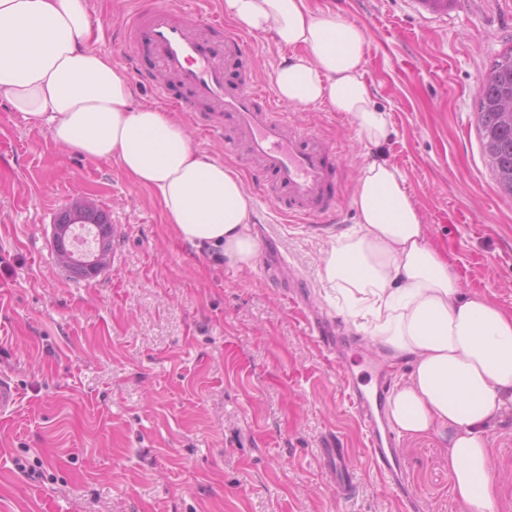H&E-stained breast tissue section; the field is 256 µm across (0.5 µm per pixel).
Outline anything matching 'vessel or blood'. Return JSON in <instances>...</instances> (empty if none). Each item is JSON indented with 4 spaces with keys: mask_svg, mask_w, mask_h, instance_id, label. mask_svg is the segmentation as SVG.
I'll return each mask as SVG.
<instances>
[{
    "mask_svg": "<svg viewBox=\"0 0 512 512\" xmlns=\"http://www.w3.org/2000/svg\"><path fill=\"white\" fill-rule=\"evenodd\" d=\"M187 0H150L124 17L120 43L131 51L149 47L156 60L153 74L139 73L158 101L175 103L181 110L195 101L206 102L214 114L205 131L223 139L229 156L247 155L258 163L262 195L282 213L300 219L326 221L338 203L335 181L341 173L335 150L310 127L288 120L276 101L254 83L250 75L236 82L225 78V67L245 53V34L225 26L222 36L204 32V19L186 15ZM186 92L176 100L171 84ZM232 134H225L223 121ZM346 399L367 439L374 465L391 485L402 487V463L394 437H382L369 400L357 376L345 380Z\"/></svg>",
    "mask_w": 512,
    "mask_h": 512,
    "instance_id": "b4317fda",
    "label": "vessel or blood"
}]
</instances>
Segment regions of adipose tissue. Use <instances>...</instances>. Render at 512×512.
Segmentation results:
<instances>
[{"label":"adipose tissue","mask_w":512,"mask_h":512,"mask_svg":"<svg viewBox=\"0 0 512 512\" xmlns=\"http://www.w3.org/2000/svg\"><path fill=\"white\" fill-rule=\"evenodd\" d=\"M224 10L288 47L273 75L284 102H327L352 117L360 140L387 141L389 114L363 81L360 26L309 0H224ZM93 34L88 0H0V101L55 143L119 162L157 196L183 241L252 265L260 244L240 176L195 150L171 113L135 105L129 78L90 46ZM404 183L384 157L363 165L356 227L327 250L321 277L370 323L387 358L411 365L388 396V423L441 440L461 512H498L488 425L512 408V314L461 287Z\"/></svg>","instance_id":"adipose-tissue-1"}]
</instances>
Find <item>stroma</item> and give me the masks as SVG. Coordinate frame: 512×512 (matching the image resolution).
Returning <instances> with one entry per match:
<instances>
[{
	"mask_svg": "<svg viewBox=\"0 0 512 512\" xmlns=\"http://www.w3.org/2000/svg\"><path fill=\"white\" fill-rule=\"evenodd\" d=\"M366 36L364 81L390 114L381 146L328 103L288 107L342 162L335 218L301 223L260 193L244 161L204 136L206 104L179 112L197 151L235 170L254 199L252 267L182 242L162 204L117 161L56 144L0 102V378L16 387L0 415V512H403L365 457L336 365L288 303L297 286L359 369L391 371L322 282L329 242L356 222L360 168L383 155L404 174L433 244L467 289L512 312V197L499 191L477 128L483 75L512 49V0H310ZM132 0H90L98 46ZM287 48L267 33L226 72L273 90ZM87 199L119 228L108 264L78 279L57 262L51 226ZM500 512H512V413L490 427ZM346 449L355 486L336 496L328 443ZM417 512H459L448 450L398 436Z\"/></svg>",
	"mask_w": 512,
	"mask_h": 512,
	"instance_id": "1",
	"label": "stroma"
}]
</instances>
